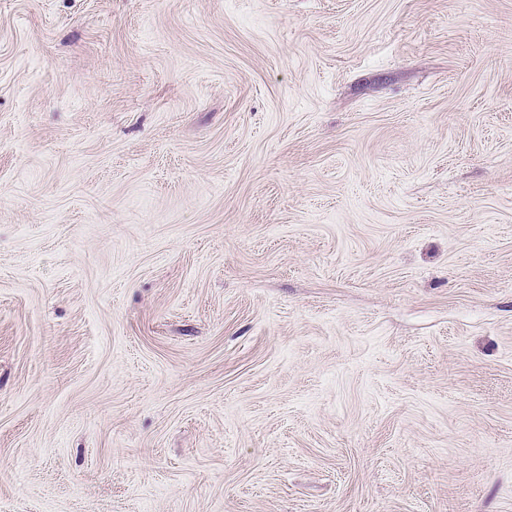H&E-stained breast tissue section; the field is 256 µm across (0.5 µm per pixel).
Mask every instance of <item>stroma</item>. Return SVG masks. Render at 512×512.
I'll return each instance as SVG.
<instances>
[{
	"mask_svg": "<svg viewBox=\"0 0 512 512\" xmlns=\"http://www.w3.org/2000/svg\"><path fill=\"white\" fill-rule=\"evenodd\" d=\"M0 512H512V0H0Z\"/></svg>",
	"mask_w": 512,
	"mask_h": 512,
	"instance_id": "obj_1",
	"label": "stroma"
}]
</instances>
